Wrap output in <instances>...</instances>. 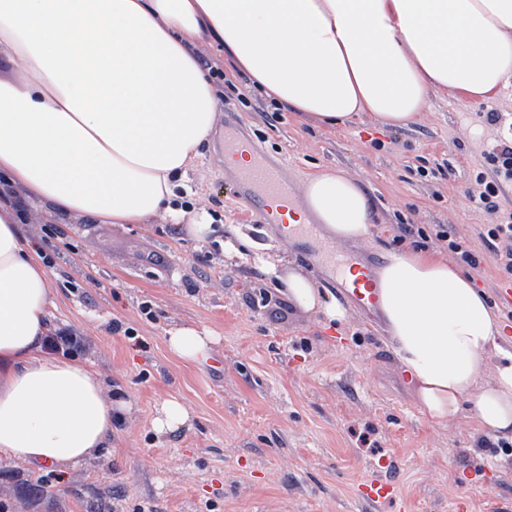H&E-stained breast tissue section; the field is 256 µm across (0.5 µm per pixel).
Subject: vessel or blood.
Segmentation results:
<instances>
[{"label": "vessel or blood", "instance_id": "b4317fda", "mask_svg": "<svg viewBox=\"0 0 512 512\" xmlns=\"http://www.w3.org/2000/svg\"><path fill=\"white\" fill-rule=\"evenodd\" d=\"M247 149V144L234 133L225 132L224 174L233 180L237 198L260 223H281L292 204L285 167L259 155L253 156L249 165H239L238 159ZM307 255L314 262L333 264L337 296L361 309L376 310L378 267L364 258L362 250L339 248L327 242L308 249ZM392 468L390 459L375 461L356 483V496L366 512H390L401 499L400 486L390 475Z\"/></svg>", "mask_w": 512, "mask_h": 512}]
</instances>
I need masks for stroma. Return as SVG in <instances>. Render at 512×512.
Returning a JSON list of instances; mask_svg holds the SVG:
<instances>
[{
  "label": "stroma",
  "mask_w": 512,
  "mask_h": 512,
  "mask_svg": "<svg viewBox=\"0 0 512 512\" xmlns=\"http://www.w3.org/2000/svg\"><path fill=\"white\" fill-rule=\"evenodd\" d=\"M201 61L220 91V120L176 189L178 205L208 212L215 231L194 239L184 225L106 224L28 205L22 229L47 266L57 326L84 339L111 396L129 404L112 445L97 458L60 473L49 466L0 459V503L6 512H365L356 481L382 456L397 459L396 478L409 512H449L466 497L467 512H497L512 498V445L489 439L462 403L447 425L431 423L410 378L383 336L380 316L344 305L328 320L289 302L265 273L276 256L325 288L327 274L300 247L285 246L276 227L251 220L224 182L220 142L235 123L256 152L285 158L292 186L320 166L357 177L376 217L360 243L383 262L397 247L398 227L412 224L426 247L442 226L473 250L496 217L466 195L487 173L483 154L496 132L485 114L512 126V83L488 101L431 95L409 127L381 126L366 116L333 128L270 108L244 74L232 73L222 51L205 47ZM249 240L224 252V227ZM62 232L54 244L44 228ZM150 303L153 318L141 314ZM132 328L116 333L113 323ZM188 325L214 342L206 360L191 363L168 348V331ZM180 401L189 423L158 434L161 405ZM493 465L497 481L463 491L468 471ZM47 493L30 495L31 484Z\"/></svg>",
  "instance_id": "35a3bbf8"
}]
</instances>
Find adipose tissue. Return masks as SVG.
<instances>
[{"label": "adipose tissue", "instance_id": "1", "mask_svg": "<svg viewBox=\"0 0 512 512\" xmlns=\"http://www.w3.org/2000/svg\"><path fill=\"white\" fill-rule=\"evenodd\" d=\"M223 45L284 109L333 127L368 115L404 128L432 92L491 99L512 81V0H0V181L56 211L110 224L180 215L177 179L215 122L196 47ZM336 242L364 239L372 198L340 168L300 185ZM292 303L341 317L312 280L266 263ZM378 305L388 343L432 423L462 402L512 440V351L489 296L437 251L392 250ZM47 273L0 198V456L63 471L109 447L127 402L86 360L44 347Z\"/></svg>", "mask_w": 512, "mask_h": 512}]
</instances>
